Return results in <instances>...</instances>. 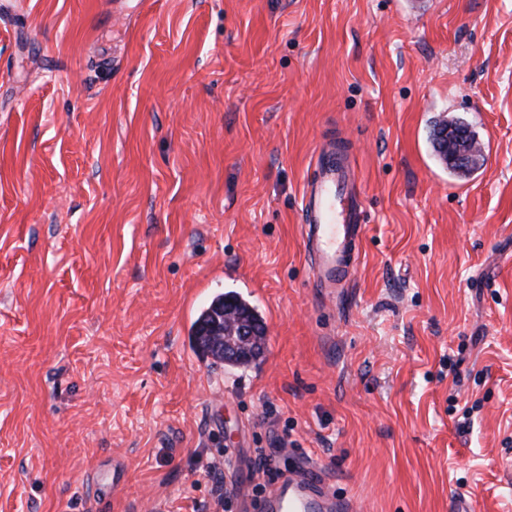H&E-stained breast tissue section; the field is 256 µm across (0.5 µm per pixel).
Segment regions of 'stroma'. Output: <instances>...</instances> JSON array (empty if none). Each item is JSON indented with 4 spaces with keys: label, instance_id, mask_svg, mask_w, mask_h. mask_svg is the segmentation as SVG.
<instances>
[{
    "label": "stroma",
    "instance_id": "35a3bbf8",
    "mask_svg": "<svg viewBox=\"0 0 512 512\" xmlns=\"http://www.w3.org/2000/svg\"><path fill=\"white\" fill-rule=\"evenodd\" d=\"M327 145L367 213L331 299ZM228 292L247 366L192 338ZM270 448L366 512H512V0H0V512H244ZM444 123L445 120H441L437 122L433 128L432 133V141L433 146L436 151V153L439 155V157L448 165L450 166H456L461 168L462 170H466L467 168L473 167L474 164V149L470 147L469 142L465 145V147H458V150L452 154L448 155V163L445 161V157L441 155L440 147H441V138L439 137L443 131H444ZM448 166V169L452 170L453 172L464 175L455 170V168ZM353 178L351 167L336 160V149L322 148L301 199L313 287L328 296L352 279L360 259L366 211Z\"/></svg>",
    "mask_w": 512,
    "mask_h": 512
}]
</instances>
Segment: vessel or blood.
I'll return each instance as SVG.
<instances>
[{
  "mask_svg": "<svg viewBox=\"0 0 512 512\" xmlns=\"http://www.w3.org/2000/svg\"><path fill=\"white\" fill-rule=\"evenodd\" d=\"M354 173L332 148L320 149L315 173L301 199L304 240L313 285L326 295L351 280L360 259L366 211ZM259 512H359L355 498L330 494L321 467L308 464L278 478L258 503Z\"/></svg>",
  "mask_w": 512,
  "mask_h": 512,
  "instance_id": "vessel-or-blood-1",
  "label": "vessel or blood"
}]
</instances>
